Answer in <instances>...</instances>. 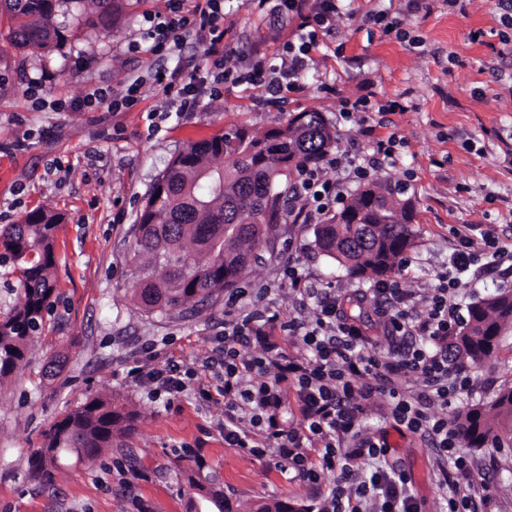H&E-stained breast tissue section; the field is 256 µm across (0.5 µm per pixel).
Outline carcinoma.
Returning <instances> with one entry per match:
<instances>
[{"label": "carcinoma", "mask_w": 512, "mask_h": 512, "mask_svg": "<svg viewBox=\"0 0 512 512\" xmlns=\"http://www.w3.org/2000/svg\"><path fill=\"white\" fill-rule=\"evenodd\" d=\"M77 9L92 18L118 9L115 0H0L11 21L9 41L18 49L45 54L64 36L58 17ZM336 133L318 112H300L287 124L259 132L238 127L209 140L187 144L162 171L137 213L132 261L136 276L131 300L146 315H163L217 302L234 287L257 251L287 221L286 189L300 172L319 164ZM412 203L390 183H370L342 208L327 214L315 231L318 248L347 273L378 283L386 280L414 243ZM63 215L38 209L0 231V264L19 272L20 298L0 318V385L27 357L30 341L45 324L55 298V235ZM512 329V292L473 303L468 319L451 336L453 359L482 364L495 357ZM133 412L110 395H95L69 410L46 434L32 458L33 474L51 480L71 457L95 460L131 430ZM455 426L467 445L492 442L512 447V386L492 404L469 408ZM190 512L203 503L224 504V494L193 476ZM238 512H308L282 502L245 503Z\"/></svg>", "instance_id": "obj_1"}]
</instances>
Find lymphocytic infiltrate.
I'll return each instance as SVG.
<instances>
[{
	"label": "lymphocytic infiltrate",
	"mask_w": 512,
	"mask_h": 512,
	"mask_svg": "<svg viewBox=\"0 0 512 512\" xmlns=\"http://www.w3.org/2000/svg\"><path fill=\"white\" fill-rule=\"evenodd\" d=\"M340 2L276 0L275 17L298 20L280 49L279 63L257 53L245 68L234 69L224 51V0H197L186 13L180 9L181 0H166L164 12L154 16L156 43L151 52L161 54L170 33L178 30L207 42L210 68L218 81L261 87L272 94L293 92L312 65L322 37L335 29ZM360 134L372 137V154L334 155L325 167L302 172L291 188L288 202L305 220L326 215L341 197L327 171L362 179L393 164L394 137L373 138L368 128ZM480 263L501 270L504 256L496 241L484 240L470 251L455 250L447 267L438 272L419 316L414 313V296L398 280L356 290L355 299L372 306L392 343L383 354L362 324L343 312L334 293L303 286L298 268L290 264L284 278L293 292L313 299V322L287 320L255 304L225 320L218 358H206L193 367L170 359L158 369L151 365L154 351L146 343L129 374L155 400L183 394L199 373L215 374L224 399L218 431L225 445L253 456L274 453L284 468L318 488L320 512H421L409 476L387 462L386 439L357 429L365 401L385 396L395 425L428 438L436 449L440 486L457 487V494L446 500L448 512H477L470 492L474 470L457 451L460 437L449 427L447 416L432 413L431 406L448 407L468 389L467 376L448 370V337L457 317L460 276ZM284 334L299 339L296 352L287 351L280 340ZM291 398L300 415L294 424L286 416ZM328 477L333 480L329 486L324 483Z\"/></svg>",
	"instance_id": "obj_1"
}]
</instances>
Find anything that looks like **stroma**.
Returning <instances> with one entry per match:
<instances>
[{
  "label": "stroma",
  "instance_id": "obj_1",
  "mask_svg": "<svg viewBox=\"0 0 512 512\" xmlns=\"http://www.w3.org/2000/svg\"><path fill=\"white\" fill-rule=\"evenodd\" d=\"M163 0H125L111 16L85 29L65 16L64 39L47 55L13 47L10 21L0 16V229L29 212L49 208L66 221L55 238L57 301L33 342L27 363L0 387V512H186L195 496L189 479L224 492L230 508L243 502L312 505V491L291 478L272 456L256 458L226 447L215 403L187 391L171 400L148 398L127 375L143 343L161 358L190 363L215 354L224 333V307L181 317L143 314L129 299L135 220L144 197L174 153L185 144L237 127L259 131L317 112L336 131L337 150L365 151L369 142L337 124L342 101L370 97L362 123L378 137L396 136L394 165L375 181H409L416 240L402 287L426 295L459 242L452 230L473 225V238L498 237L512 248V28L500 21L499 0H346L332 34L324 36L299 91L271 99L264 90L225 82L221 97L204 81V44L187 39L159 57L148 53L150 18ZM383 12L392 23L373 19ZM290 27L259 9L256 0H224V49L246 62L253 51L274 58ZM180 70L201 86L193 111L155 83L157 68ZM49 73L38 95L30 81ZM139 76L138 104L128 112L77 109L94 88L122 91ZM396 100L400 112L379 113ZM304 220L283 224L274 251L262 252L243 284L268 289L266 303L285 316L307 315L287 298L284 266L298 265L313 287L350 296L369 287L346 274L315 244ZM512 290V278L465 274L460 314L487 296ZM66 357L54 379L42 368ZM468 395L448 410L492 403L512 385V331L493 360L467 368ZM109 393L137 417L118 447L95 462H69L53 482L36 478L32 454L50 427L86 397ZM375 396L361 426L385 437L390 463L404 470L422 512H444L437 455L419 435L398 432ZM478 469L480 512H512V447L460 445Z\"/></svg>",
  "mask_w": 512,
  "mask_h": 512
}]
</instances>
